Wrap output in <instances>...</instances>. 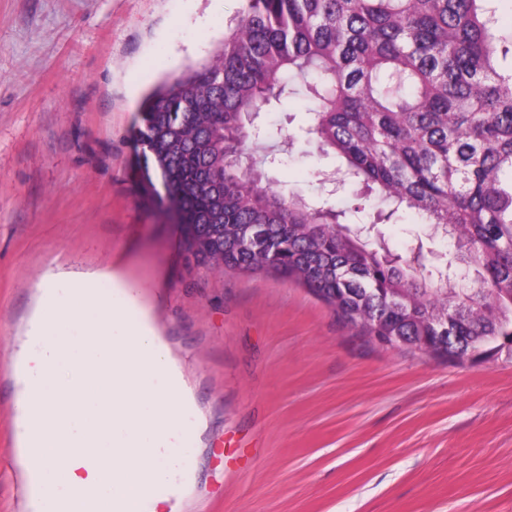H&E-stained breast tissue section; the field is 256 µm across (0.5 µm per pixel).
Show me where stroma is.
Listing matches in <instances>:
<instances>
[{"label": "stroma", "instance_id": "stroma-1", "mask_svg": "<svg viewBox=\"0 0 512 512\" xmlns=\"http://www.w3.org/2000/svg\"><path fill=\"white\" fill-rule=\"evenodd\" d=\"M240 0H0V512L18 501L15 369L48 280L115 273L167 348L190 436L142 512H512V361L454 363L372 341L303 286L212 271L179 252L143 202L133 129L144 91L219 53ZM307 98L258 123L293 135L275 188L327 192L302 130ZM358 220L445 270L454 246L424 224Z\"/></svg>", "mask_w": 512, "mask_h": 512}]
</instances>
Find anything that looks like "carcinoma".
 <instances>
[{
	"label": "carcinoma",
	"mask_w": 512,
	"mask_h": 512,
	"mask_svg": "<svg viewBox=\"0 0 512 512\" xmlns=\"http://www.w3.org/2000/svg\"><path fill=\"white\" fill-rule=\"evenodd\" d=\"M503 0H245L216 61L139 106L142 189L181 214L197 265L293 279L369 338L448 360H512V72L494 57ZM303 93L307 134L357 186L338 209L266 188L282 129L249 120ZM379 203L450 231L474 268L463 290L422 276L344 224ZM458 320L448 323V309Z\"/></svg>",
	"instance_id": "carcinoma-1"
}]
</instances>
